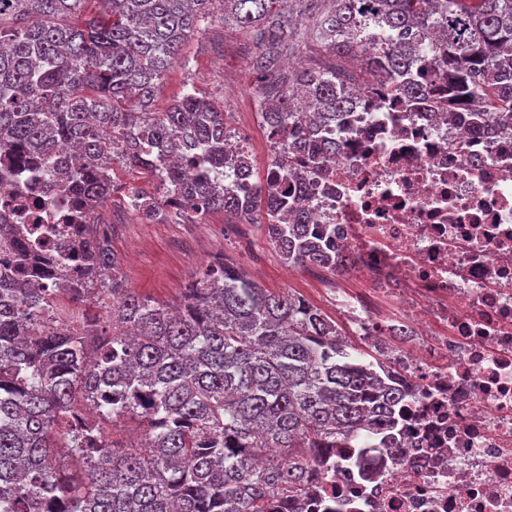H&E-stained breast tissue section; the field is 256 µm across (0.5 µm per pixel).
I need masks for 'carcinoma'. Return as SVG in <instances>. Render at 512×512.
Here are the masks:
<instances>
[{
	"label": "carcinoma",
	"mask_w": 512,
	"mask_h": 512,
	"mask_svg": "<svg viewBox=\"0 0 512 512\" xmlns=\"http://www.w3.org/2000/svg\"><path fill=\"white\" fill-rule=\"evenodd\" d=\"M222 0L250 31L268 135L283 145L277 171L251 165L226 189L224 107L188 91L166 112L149 107L184 42L216 0H0V149L17 148L72 182V251L83 274L54 286L0 278V512H304L318 469L335 449L377 445L411 396L386 363L343 344L342 329L305 299L276 296L239 267L206 268L177 308L127 288L96 214L117 189L116 160L156 180L128 206L155 223L222 210L261 224L293 267L345 268L336 226L303 205L307 175L336 154L333 127L353 90L338 74L395 82L417 62L414 43L443 54L448 98L436 108L474 132L512 129V0ZM316 46L329 62L291 85L282 52ZM474 103L460 114L456 102ZM70 148L67 156L58 147ZM0 240L21 258L20 229ZM95 293L106 320L63 304ZM95 419L72 424L80 407ZM137 417L148 454L105 435Z\"/></svg>",
	"instance_id": "cac0c4a2"
}]
</instances>
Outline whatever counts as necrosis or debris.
<instances>
[{
	"label": "necrosis or debris",
	"instance_id": "4bbe7bcc",
	"mask_svg": "<svg viewBox=\"0 0 512 512\" xmlns=\"http://www.w3.org/2000/svg\"><path fill=\"white\" fill-rule=\"evenodd\" d=\"M406 90L356 85L304 196L374 286L352 316L396 300L422 328L409 350L369 339L411 390L396 447L370 449L359 470L337 449L313 497L346 512H512V136L434 121ZM70 190L40 164L0 169V222L40 224L60 252Z\"/></svg>",
	"mask_w": 512,
	"mask_h": 512
}]
</instances>
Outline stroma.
Here are the masks:
<instances>
[{"mask_svg": "<svg viewBox=\"0 0 512 512\" xmlns=\"http://www.w3.org/2000/svg\"><path fill=\"white\" fill-rule=\"evenodd\" d=\"M223 9L203 24L182 46L178 61L163 78L152 104L164 112L184 88L223 104L227 127L246 135L255 178L265 175L270 159L260 116L256 76L250 61L256 49L250 36L224 22ZM98 214L108 226L112 249L129 288L156 302L174 305L183 289L210 262L223 259L242 267L274 293L302 296L343 329L350 346L368 351L351 315L336 305L337 293L362 296L368 284L353 271L327 272L291 268L266 240L261 225L229 223L223 211L205 218H183L169 224L146 222L130 209L124 192Z\"/></svg>", "mask_w": 512, "mask_h": 512, "instance_id": "obj_1", "label": "stroma"}]
</instances>
